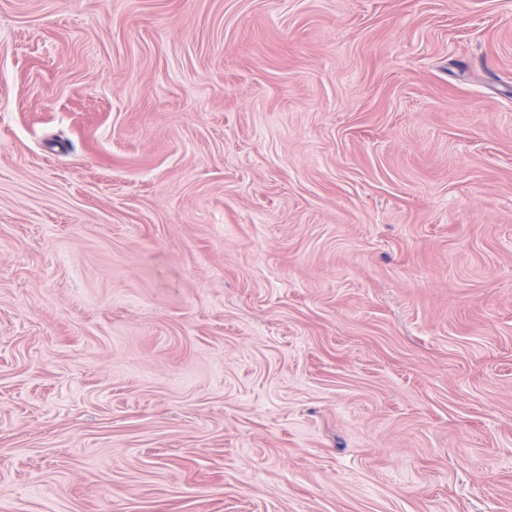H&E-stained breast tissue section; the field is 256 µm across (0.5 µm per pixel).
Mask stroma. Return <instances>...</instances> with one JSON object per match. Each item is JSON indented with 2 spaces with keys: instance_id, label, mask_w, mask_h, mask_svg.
<instances>
[{
  "instance_id": "obj_1",
  "label": "stroma",
  "mask_w": 512,
  "mask_h": 512,
  "mask_svg": "<svg viewBox=\"0 0 512 512\" xmlns=\"http://www.w3.org/2000/svg\"><path fill=\"white\" fill-rule=\"evenodd\" d=\"M0 512H512V0H0Z\"/></svg>"
}]
</instances>
